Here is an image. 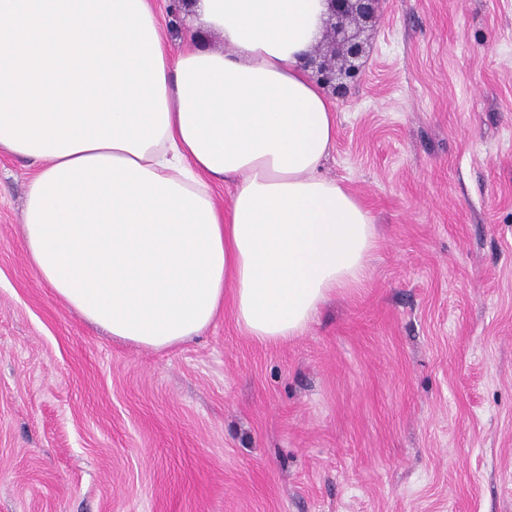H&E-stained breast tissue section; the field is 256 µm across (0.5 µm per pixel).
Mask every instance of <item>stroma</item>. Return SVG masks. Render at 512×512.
Returning a JSON list of instances; mask_svg holds the SVG:
<instances>
[{
  "label": "stroma",
  "mask_w": 512,
  "mask_h": 512,
  "mask_svg": "<svg viewBox=\"0 0 512 512\" xmlns=\"http://www.w3.org/2000/svg\"><path fill=\"white\" fill-rule=\"evenodd\" d=\"M325 176L361 285L268 344L112 341L24 250L0 150V512H512V0H387Z\"/></svg>",
  "instance_id": "35a3bbf8"
}]
</instances>
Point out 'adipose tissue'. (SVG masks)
Instances as JSON below:
<instances>
[{
	"instance_id": "adipose-tissue-1",
	"label": "adipose tissue",
	"mask_w": 512,
	"mask_h": 512,
	"mask_svg": "<svg viewBox=\"0 0 512 512\" xmlns=\"http://www.w3.org/2000/svg\"><path fill=\"white\" fill-rule=\"evenodd\" d=\"M224 51L174 49L151 20L169 126L136 156L40 157L23 240L40 278L84 320L151 350L212 324L225 302L248 336L301 335L327 297L358 287L378 246L371 215L322 175L336 119L300 59L326 0H196ZM230 182L229 208L208 183Z\"/></svg>"
}]
</instances>
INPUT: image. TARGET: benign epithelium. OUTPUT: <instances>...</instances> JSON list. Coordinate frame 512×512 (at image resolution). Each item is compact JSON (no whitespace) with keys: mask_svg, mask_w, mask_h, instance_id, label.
I'll use <instances>...</instances> for the list:
<instances>
[{"mask_svg":"<svg viewBox=\"0 0 512 512\" xmlns=\"http://www.w3.org/2000/svg\"><path fill=\"white\" fill-rule=\"evenodd\" d=\"M321 39L303 57L310 77L333 97L344 98L362 76L369 56L367 28L382 16L384 0H327Z\"/></svg>","mask_w":512,"mask_h":512,"instance_id":"obj_1","label":"benign epithelium"}]
</instances>
